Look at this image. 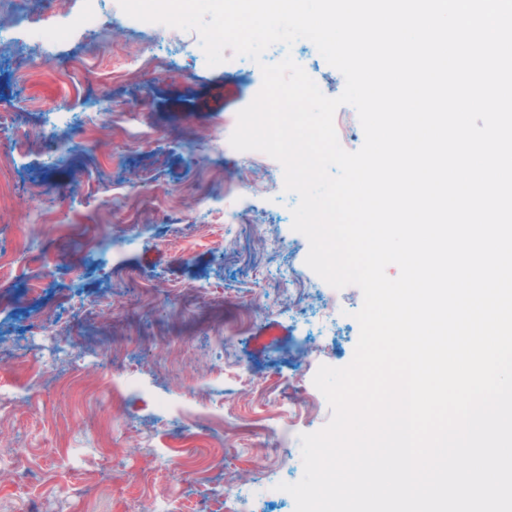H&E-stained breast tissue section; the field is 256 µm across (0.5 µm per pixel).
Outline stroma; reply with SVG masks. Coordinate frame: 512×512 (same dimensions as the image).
Instances as JSON below:
<instances>
[{
	"instance_id": "obj_1",
	"label": "stroma",
	"mask_w": 512,
	"mask_h": 512,
	"mask_svg": "<svg viewBox=\"0 0 512 512\" xmlns=\"http://www.w3.org/2000/svg\"><path fill=\"white\" fill-rule=\"evenodd\" d=\"M102 10L81 52L0 47V251L28 245L0 266V291L24 299L0 306V389L16 395L0 418V512H196L204 498L213 512H295L291 495L256 492L302 478L301 442L282 431L329 422L311 381L352 361L362 293L327 292L307 266L281 164L263 154L248 170L221 148L261 63L211 67L196 31L165 37L118 0ZM288 54L325 96L343 92L306 40L262 63ZM143 55L166 65L130 72ZM219 204L254 224L215 221ZM109 237L131 241L120 278L79 259ZM45 321L81 337L88 362L45 368L31 336ZM110 342L127 358L106 370L90 357ZM283 446L287 461L270 456Z\"/></svg>"
}]
</instances>
